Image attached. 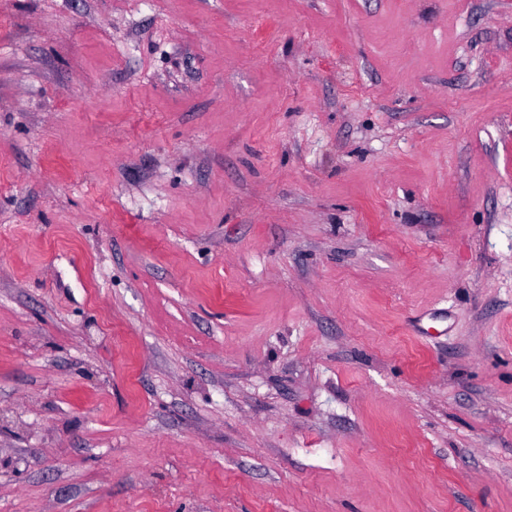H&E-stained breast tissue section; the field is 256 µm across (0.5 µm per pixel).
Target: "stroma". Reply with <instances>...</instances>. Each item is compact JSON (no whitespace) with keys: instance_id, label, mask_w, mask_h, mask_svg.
<instances>
[{"instance_id":"obj_1","label":"stroma","mask_w":512,"mask_h":512,"mask_svg":"<svg viewBox=\"0 0 512 512\" xmlns=\"http://www.w3.org/2000/svg\"><path fill=\"white\" fill-rule=\"evenodd\" d=\"M0 512H512V0H0Z\"/></svg>"}]
</instances>
